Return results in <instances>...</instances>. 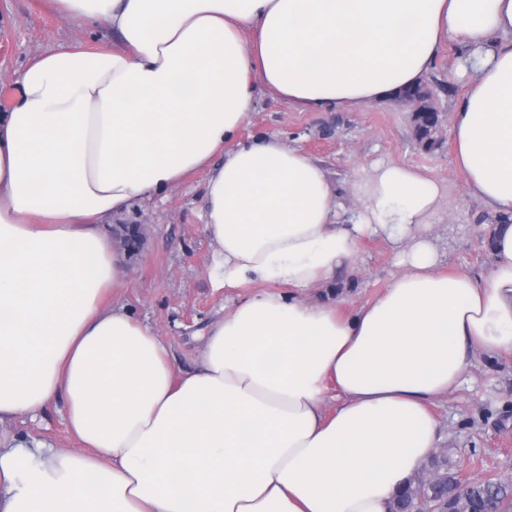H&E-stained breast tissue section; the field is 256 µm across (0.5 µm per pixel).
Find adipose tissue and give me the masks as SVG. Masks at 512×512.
<instances>
[{
  "mask_svg": "<svg viewBox=\"0 0 512 512\" xmlns=\"http://www.w3.org/2000/svg\"><path fill=\"white\" fill-rule=\"evenodd\" d=\"M120 46L24 70L0 112V421L55 396L80 446L0 448V512H389L438 441L428 410L475 349L512 352V223L481 280L441 272L442 181L384 163L339 220L327 170L240 140L266 90L305 110L385 101L468 49L453 114L468 193L512 216V0H50ZM221 165H213L215 155ZM208 173L220 287L196 370L125 307L104 218ZM378 233L401 268L352 313L301 299Z\"/></svg>",
  "mask_w": 512,
  "mask_h": 512,
  "instance_id": "ef3b65f1",
  "label": "adipose tissue"
}]
</instances>
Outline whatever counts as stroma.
I'll return each mask as SVG.
<instances>
[{"label": "stroma", "mask_w": 512, "mask_h": 512, "mask_svg": "<svg viewBox=\"0 0 512 512\" xmlns=\"http://www.w3.org/2000/svg\"><path fill=\"white\" fill-rule=\"evenodd\" d=\"M80 41L109 49L119 45L106 23L80 30L45 0H0V92L15 93L23 69L36 57ZM465 52L458 42L446 43L421 81L433 91V103L445 118L442 140L434 150L417 144L410 109L391 101L312 112L266 92L240 135L275 134L286 144L301 147L322 162L348 209L356 205L352 184L357 174L380 161L410 165L443 180L446 195L430 226L443 254L442 268L484 277L492 255L484 243L488 227L481 218L489 209L467 194L452 157L451 119L469 79L460 65ZM206 180V172H197L109 219L113 245L125 257L127 277L123 287L111 290L108 300L125 306L155 330L179 371L196 368L206 327L253 292L249 286L214 285L213 245L202 221ZM134 225L142 232L135 242L127 235ZM398 271L392 243L374 237L360 243L354 268L309 295L347 314L374 300ZM432 412L439 433L432 455L446 459L449 475L477 480L512 474V353L472 352L460 385L436 401ZM20 442L78 448L62 397L51 399L35 418L0 422V445Z\"/></svg>", "instance_id": "35a3bbf8"}]
</instances>
